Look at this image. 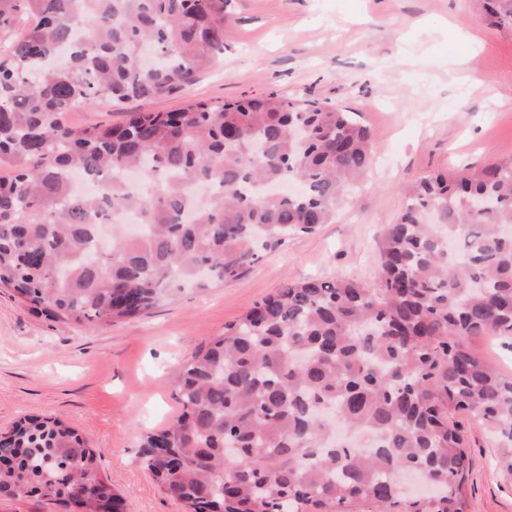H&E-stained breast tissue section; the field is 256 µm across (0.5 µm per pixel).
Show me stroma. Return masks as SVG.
<instances>
[{"instance_id": "35a3bbf8", "label": "stroma", "mask_w": 512, "mask_h": 512, "mask_svg": "<svg viewBox=\"0 0 512 512\" xmlns=\"http://www.w3.org/2000/svg\"><path fill=\"white\" fill-rule=\"evenodd\" d=\"M483 0H228L232 37L187 91L128 102L172 112L271 90L358 113L374 166L336 221L259 259L238 279L185 290L151 313L108 326L62 323L0 288V432L25 415L57 417L97 451L125 512H182L144 469L141 437L180 411L169 378L195 348L286 281L375 282L377 241L408 182L512 156V26L483 19ZM476 70L487 87L472 90ZM88 107L76 125L124 121ZM468 512H512V476L489 427L467 420Z\"/></svg>"}]
</instances>
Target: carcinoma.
Wrapping results in <instances>:
<instances>
[{"label":"carcinoma","instance_id":"1","mask_svg":"<svg viewBox=\"0 0 512 512\" xmlns=\"http://www.w3.org/2000/svg\"><path fill=\"white\" fill-rule=\"evenodd\" d=\"M227 2L0 0V285L20 301L110 325L335 219L375 152L351 112L272 91L119 127L67 121L193 85L224 52ZM483 2L512 24V0ZM128 170L149 189L129 191ZM72 171L93 195L73 193ZM126 211L145 234L113 224L100 245L97 218ZM511 227L512 156L415 180L376 282L290 281L179 367L181 413L141 444L151 478L183 512H467L469 440L453 415L488 424L512 472V375L471 345L512 340ZM333 421L373 451L334 441ZM20 494L124 507L95 449L52 417L0 438V495Z\"/></svg>","mask_w":512,"mask_h":512}]
</instances>
